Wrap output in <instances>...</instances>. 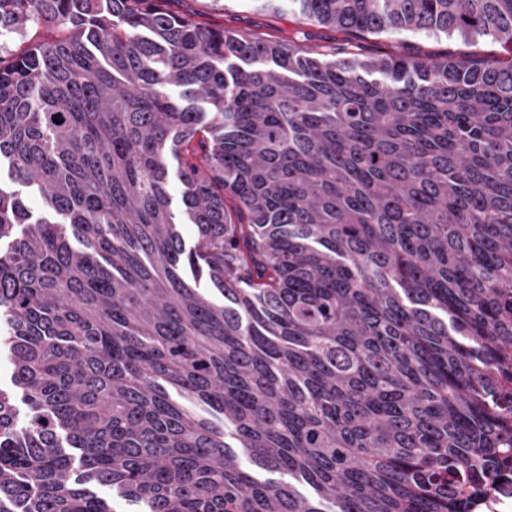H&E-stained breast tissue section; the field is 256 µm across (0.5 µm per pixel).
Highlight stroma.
<instances>
[{
    "instance_id": "stroma-1",
    "label": "stroma",
    "mask_w": 512,
    "mask_h": 512,
    "mask_svg": "<svg viewBox=\"0 0 512 512\" xmlns=\"http://www.w3.org/2000/svg\"><path fill=\"white\" fill-rule=\"evenodd\" d=\"M180 9H190L206 25L226 30L261 34L272 40H292L303 46L320 45L354 51L365 57L388 48L421 57L502 56L506 47L490 38L465 40L420 34H366L353 37L336 28L310 23L290 12L272 13L259 8L256 0H181Z\"/></svg>"
}]
</instances>
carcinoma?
Instances as JSON below:
<instances>
[{
	"instance_id": "1",
	"label": "carcinoma",
	"mask_w": 512,
	"mask_h": 512,
	"mask_svg": "<svg viewBox=\"0 0 512 512\" xmlns=\"http://www.w3.org/2000/svg\"><path fill=\"white\" fill-rule=\"evenodd\" d=\"M174 2L0 0V512H470L512 451V0H264L509 46L435 59Z\"/></svg>"
}]
</instances>
